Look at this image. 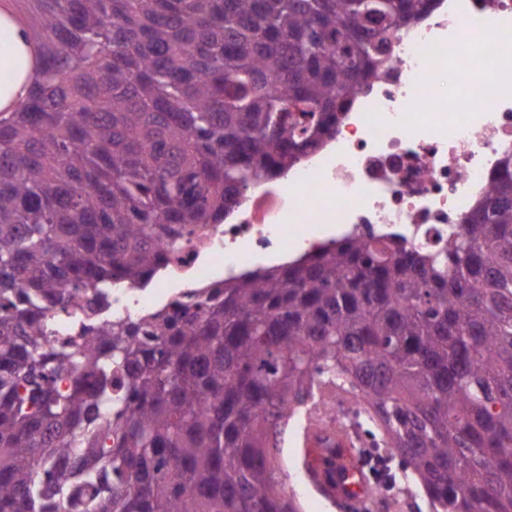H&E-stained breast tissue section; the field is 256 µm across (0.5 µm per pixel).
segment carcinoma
<instances>
[{"label":"carcinoma","mask_w":512,"mask_h":512,"mask_svg":"<svg viewBox=\"0 0 512 512\" xmlns=\"http://www.w3.org/2000/svg\"><path fill=\"white\" fill-rule=\"evenodd\" d=\"M21 2L41 60L0 112V512H298L276 431L330 386L432 512H512L509 151L434 252L353 232L172 316L43 326L323 149L440 0ZM8 33L3 99L31 68Z\"/></svg>","instance_id":"1"}]
</instances>
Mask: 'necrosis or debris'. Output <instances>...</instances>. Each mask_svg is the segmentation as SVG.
<instances>
[{
    "label": "necrosis or debris",
    "mask_w": 512,
    "mask_h": 512,
    "mask_svg": "<svg viewBox=\"0 0 512 512\" xmlns=\"http://www.w3.org/2000/svg\"><path fill=\"white\" fill-rule=\"evenodd\" d=\"M391 48L387 71L357 94L322 151L257 184L223 223L161 240L163 261L149 279L102 300L70 289L72 306L46 316L49 336L71 337L93 316L172 310L257 262L317 251L333 228L441 247L512 150V0H443ZM327 412L360 435L368 474L383 475L387 460L364 441L363 415L336 404Z\"/></svg>",
    "instance_id": "1"
}]
</instances>
